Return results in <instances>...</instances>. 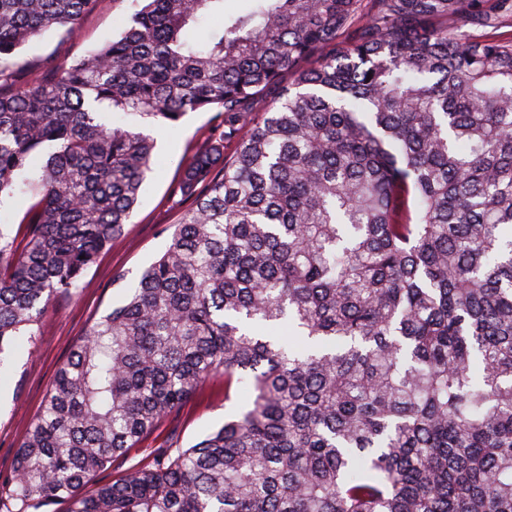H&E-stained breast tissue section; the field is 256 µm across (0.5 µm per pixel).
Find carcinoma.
Masks as SVG:
<instances>
[{
    "label": "carcinoma",
    "mask_w": 512,
    "mask_h": 512,
    "mask_svg": "<svg viewBox=\"0 0 512 512\" xmlns=\"http://www.w3.org/2000/svg\"><path fill=\"white\" fill-rule=\"evenodd\" d=\"M0 0V378L130 223L156 140L214 113L190 202L57 371L0 512H512V0ZM221 21L201 27L210 15ZM294 73L279 82L285 70ZM248 407L85 491L210 380ZM128 21V1L100 0L96 9L81 19L75 34L64 29L49 30L31 43L22 57L36 64L47 60L69 66L104 41L119 37ZM29 200L24 196L9 199L1 209V220L4 224H11V234L14 236L19 228V221L29 205Z\"/></svg>",
    "instance_id": "1"
}]
</instances>
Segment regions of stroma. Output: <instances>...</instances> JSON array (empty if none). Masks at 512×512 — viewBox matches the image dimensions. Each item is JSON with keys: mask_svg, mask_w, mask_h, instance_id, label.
<instances>
[{"mask_svg": "<svg viewBox=\"0 0 512 512\" xmlns=\"http://www.w3.org/2000/svg\"><path fill=\"white\" fill-rule=\"evenodd\" d=\"M128 21L127 0H99L96 9L81 19L76 33L49 30L31 43L23 56L37 64L47 60L67 66L104 41L119 37ZM211 119V113L191 112L177 126L157 131L153 171L125 234L113 240L89 268L77 297L58 301L47 310L34 347L16 355L8 374L0 379V477L12 471L29 422L43 405L73 344L84 336L94 319L123 300L120 275L135 279L164 251L187 206L175 192L180 162L203 144ZM242 409L241 400L225 399L223 380H214L131 448L126 464H142L159 448L188 447Z\"/></svg>", "mask_w": 512, "mask_h": 512, "instance_id": "obj_1", "label": "stroma"}]
</instances>
